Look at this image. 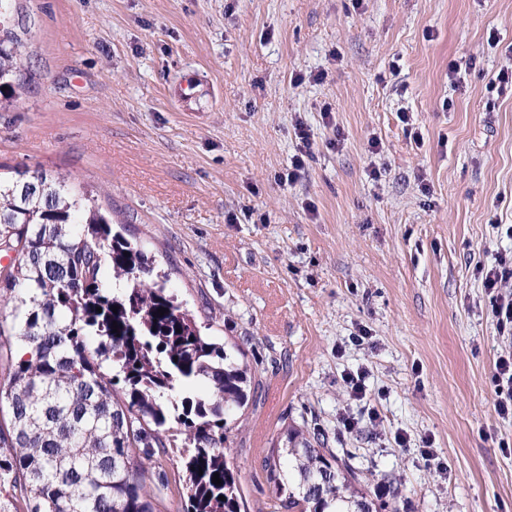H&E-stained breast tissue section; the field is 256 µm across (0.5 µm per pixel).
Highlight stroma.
<instances>
[{
    "mask_svg": "<svg viewBox=\"0 0 512 512\" xmlns=\"http://www.w3.org/2000/svg\"><path fill=\"white\" fill-rule=\"evenodd\" d=\"M21 5L34 79L0 163L85 194L244 351L261 389L226 446L250 512L291 427L393 482L391 512H512V339L477 271L512 252V0ZM297 131L296 137L299 139V147L297 149L298 153H296L292 157L291 161V169H288L287 173L281 175V181L283 183L288 182V184L293 183L298 179L300 173L304 170L306 161L305 158H309L312 154V141L311 134L309 129L304 126L303 123H299L295 128ZM499 399L495 407L499 415H512V354L500 356L495 364L493 375Z\"/></svg>",
    "mask_w": 512,
    "mask_h": 512,
    "instance_id": "35a3bbf8",
    "label": "stroma"
}]
</instances>
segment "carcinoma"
Here are the masks:
<instances>
[{
	"label": "carcinoma",
	"mask_w": 512,
	"mask_h": 512,
	"mask_svg": "<svg viewBox=\"0 0 512 512\" xmlns=\"http://www.w3.org/2000/svg\"><path fill=\"white\" fill-rule=\"evenodd\" d=\"M13 2L0 0V106L20 98L30 66ZM2 253L0 512L19 500L26 512H158L171 448L185 512H242L224 444L228 419L259 384L236 352L202 335L142 249L66 182L45 175L38 187L0 164ZM287 440L268 458L272 512L383 509L324 434Z\"/></svg>",
	"instance_id": "cac0c4a2"
}]
</instances>
